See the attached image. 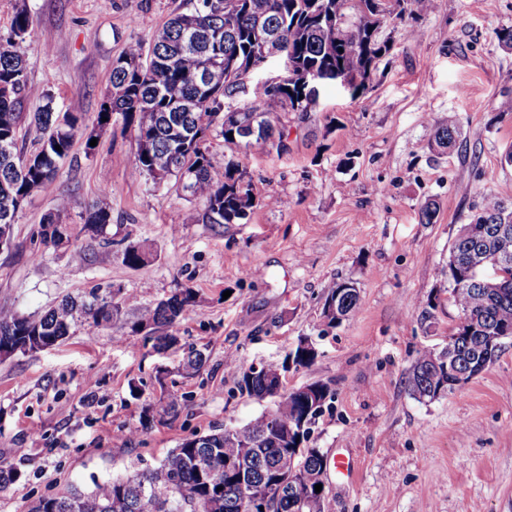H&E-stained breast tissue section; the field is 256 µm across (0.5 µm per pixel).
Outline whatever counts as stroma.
Here are the masks:
<instances>
[{
  "label": "stroma",
  "instance_id": "stroma-1",
  "mask_svg": "<svg viewBox=\"0 0 512 512\" xmlns=\"http://www.w3.org/2000/svg\"><path fill=\"white\" fill-rule=\"evenodd\" d=\"M181 0H26L30 84L55 111L95 122L112 62L130 42H150ZM512 25V0H437L419 17L418 39L388 21L392 49L363 89L324 87L311 112H288L286 151L255 149L241 162L257 191L287 207L258 206L241 224H205L202 206L178 187L132 178L135 151L121 122L94 149L77 137L56 191L31 196L0 249V309L39 316L66 296L113 294L114 322L83 328L53 348L0 360V512H28L40 498L85 490L159 465L184 439L237 427L273 399L241 394L242 366L278 364L299 339L318 355L286 386L327 384L333 398L309 441L327 462L323 512H512V338L496 361L453 393L417 399L408 372L424 352L446 349L459 311L448 252L484 193L512 185L502 153L512 145V50L496 32ZM455 114V149L430 148L436 116ZM78 237L42 241L57 196ZM440 206L434 223L419 213ZM111 214L105 233L83 231L84 208ZM149 251L126 266L128 244ZM260 276L246 277L247 269ZM360 294L354 316L327 326L330 284ZM190 287L195 314L170 327L165 353L131 344L140 310ZM207 362L193 377L192 349ZM173 394L176 417L141 426L149 398ZM25 456H18V449ZM345 460L339 470L333 460Z\"/></svg>",
  "mask_w": 512,
  "mask_h": 512
}]
</instances>
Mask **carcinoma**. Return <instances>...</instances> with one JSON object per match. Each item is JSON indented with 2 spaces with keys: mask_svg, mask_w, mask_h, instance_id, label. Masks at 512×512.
<instances>
[{
  "mask_svg": "<svg viewBox=\"0 0 512 512\" xmlns=\"http://www.w3.org/2000/svg\"><path fill=\"white\" fill-rule=\"evenodd\" d=\"M181 0L177 12L159 30V36L145 44L135 41L112 62L111 111L100 108L97 126L108 125L107 116H118L133 131L136 151L131 173L135 178L162 181L173 177L182 188L203 205L205 224H238L253 209L264 204L287 205L274 196L261 197L245 177L238 158L256 147L241 139L233 124L224 122V113L234 111L249 117L260 116L267 125L266 142L284 138L281 115L306 112L293 82L269 83L262 93L250 91L245 79L265 67L255 40L257 10H263V23L277 33L281 57L300 68H332L351 77L352 92L380 57L389 51L388 40L380 37L381 26H371L366 11L370 0H250L244 8L239 0ZM406 11L393 15L405 24L409 38L418 30L409 21L431 13L436 0H404ZM32 21L26 0H19L11 21L9 36L0 42V230L11 232L21 210L19 200L35 193L53 191L59 164L66 158L77 136L91 141L82 112H68L58 123L50 97L33 88L27 77L23 44ZM239 63L232 75L206 86L199 77L209 68L224 64V59ZM37 98L39 108L29 113V124L48 132L32 154L18 148L20 108L24 100ZM233 136H228V133ZM216 134L224 139L231 157L224 162V173L213 170L207 142ZM459 129L450 115L434 122L432 147L446 153L455 145ZM61 150H56L55 146ZM72 206L61 198L56 212L43 221V242L57 246L73 236L70 225L59 222L60 215ZM111 215L103 207L85 208L81 231L104 232ZM509 229L502 232V225ZM491 243L490 260L499 263L502 275L497 289L482 287L473 257L483 240ZM448 283L459 319L451 334L458 350V366L477 376L498 357V350L480 348V337L507 332L512 336V187L484 194L468 223L461 226L448 255ZM339 304L346 317L359 307V292L347 289L344 282L329 286L323 317L329 325L336 316L329 307ZM197 295L183 288L165 299L143 308L130 324L129 335L154 336V347L163 349L172 336H156L160 326H171L195 312ZM118 305L111 297H66L37 318L0 310V346H16L38 336L56 346L71 335V329L85 321L87 334L93 335L109 325ZM316 358L311 346H296L279 366L241 368L239 390L257 399L275 398L273 413L284 424L293 423L288 446L273 441L263 448H248L260 420L246 425L183 440L158 467L117 477L95 485L86 493L73 487L53 497L37 500L28 512H322L324 493L316 492L322 483L324 455L306 445L311 425L322 407L332 398L329 387L314 383L290 391H277L280 376L288 364L307 366ZM435 356L422 354L412 365L410 389L420 399L433 400L453 391L446 386L449 375L436 367ZM205 353L195 349L182 364L192 375L206 363ZM178 400L162 397L147 405L144 418L153 412L159 417L177 413ZM296 456L302 466L305 497L280 489L288 480L279 461ZM253 487L245 501L241 485Z\"/></svg>",
  "mask_w": 512,
  "mask_h": 512,
  "instance_id": "cac0c4a2",
  "label": "carcinoma"
}]
</instances>
